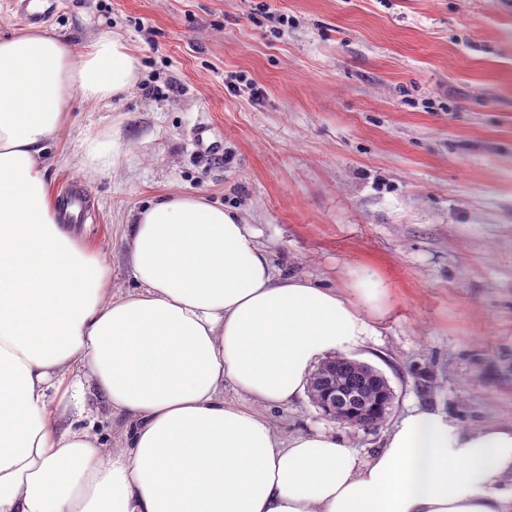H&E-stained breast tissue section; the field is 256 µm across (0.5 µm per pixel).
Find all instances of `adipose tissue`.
<instances>
[{
	"label": "adipose tissue",
	"instance_id": "adipose-tissue-1",
	"mask_svg": "<svg viewBox=\"0 0 512 512\" xmlns=\"http://www.w3.org/2000/svg\"><path fill=\"white\" fill-rule=\"evenodd\" d=\"M138 74L113 35L0 37V512H512V426L417 410L363 457L333 432L282 439L263 414L368 334L380 279L345 295L284 276L237 214L180 193L134 213V286L113 293L59 220L47 144L75 101ZM90 392L129 418L125 447L63 426Z\"/></svg>",
	"mask_w": 512,
	"mask_h": 512
}]
</instances>
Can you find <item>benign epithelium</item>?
Wrapping results in <instances>:
<instances>
[{
    "label": "benign epithelium",
    "mask_w": 512,
    "mask_h": 512,
    "mask_svg": "<svg viewBox=\"0 0 512 512\" xmlns=\"http://www.w3.org/2000/svg\"><path fill=\"white\" fill-rule=\"evenodd\" d=\"M347 363L350 374L345 380L336 381V362L332 361L313 375L309 386L319 392L321 410L326 416L353 428L370 429L374 388L380 387L377 396L385 400L387 408L393 401L392 388L383 384L386 377L372 366L351 358Z\"/></svg>",
    "instance_id": "7a95c632"
}]
</instances>
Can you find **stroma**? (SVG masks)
I'll return each instance as SVG.
<instances>
[{"mask_svg":"<svg viewBox=\"0 0 512 512\" xmlns=\"http://www.w3.org/2000/svg\"><path fill=\"white\" fill-rule=\"evenodd\" d=\"M47 25L77 48L119 34L141 62L110 105L76 103L50 147L71 160L50 166L54 191L91 199L73 230L113 292L132 286L133 212L202 195L284 275L386 285L350 353L393 390L384 426L340 424L305 395L268 408L282 435L333 430L367 456L414 409L512 424V0H63ZM202 126L219 156L199 152ZM89 134L113 141L110 171L74 167ZM87 403L73 427L120 447L125 417Z\"/></svg>","mask_w":512,"mask_h":512,"instance_id":"35a3bbf8","label":"stroma"}]
</instances>
